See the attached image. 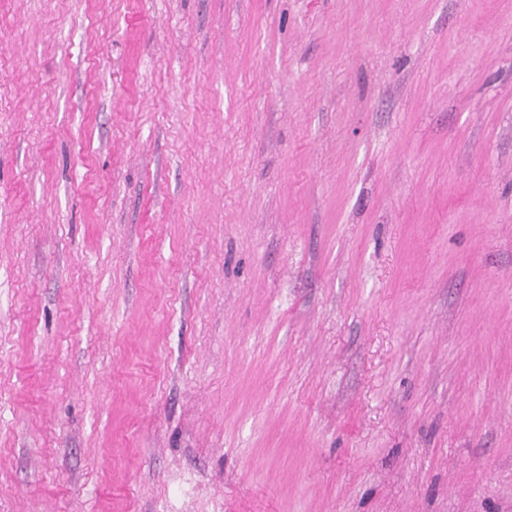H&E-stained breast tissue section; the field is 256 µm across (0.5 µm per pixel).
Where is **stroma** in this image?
Listing matches in <instances>:
<instances>
[{
    "mask_svg": "<svg viewBox=\"0 0 512 512\" xmlns=\"http://www.w3.org/2000/svg\"><path fill=\"white\" fill-rule=\"evenodd\" d=\"M0 512H512V0H0Z\"/></svg>",
    "mask_w": 512,
    "mask_h": 512,
    "instance_id": "stroma-1",
    "label": "stroma"
}]
</instances>
